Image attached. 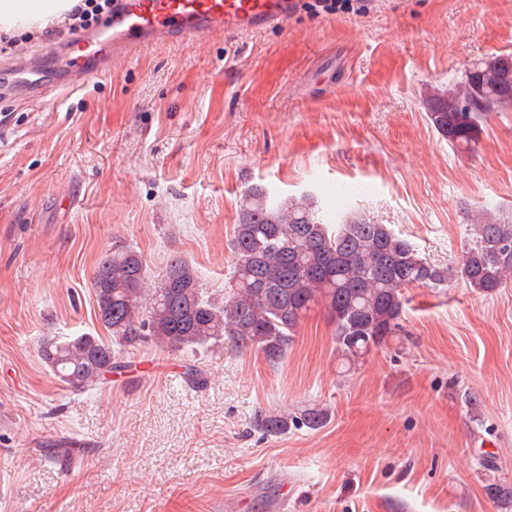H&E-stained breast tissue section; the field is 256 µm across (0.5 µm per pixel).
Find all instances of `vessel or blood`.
<instances>
[{
    "label": "vessel or blood",
    "instance_id": "b4317fda",
    "mask_svg": "<svg viewBox=\"0 0 512 512\" xmlns=\"http://www.w3.org/2000/svg\"><path fill=\"white\" fill-rule=\"evenodd\" d=\"M298 6L299 0H113L112 34L97 41L79 73L98 78L105 57L143 46L185 43L217 31L260 33L287 23Z\"/></svg>",
    "mask_w": 512,
    "mask_h": 512
}]
</instances>
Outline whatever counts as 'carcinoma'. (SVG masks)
I'll return each mask as SVG.
<instances>
[{
  "label": "carcinoma",
  "mask_w": 512,
  "mask_h": 512,
  "mask_svg": "<svg viewBox=\"0 0 512 512\" xmlns=\"http://www.w3.org/2000/svg\"><path fill=\"white\" fill-rule=\"evenodd\" d=\"M497 64L486 59L461 79V89L425 102L431 126L454 146L476 143L481 124L506 104ZM477 98L472 111L459 101ZM469 239L453 269L430 262L388 224L357 212L339 217L318 212L309 194L280 198L264 186L248 188L234 227L233 263L224 300L206 295L195 268L171 259L158 285L147 286L145 261L119 245L101 255L92 277L97 305L111 311L109 339L76 336L41 344L43 362L63 383L90 391L106 383L125 348L150 342L167 351H194L216 344L251 348L272 365L294 343L300 320L322 304L333 325L336 352L348 364L399 335L412 286L438 288L454 276L491 294L512 279V219L486 211L467 213ZM324 408L299 414H262L258 425L277 436L290 428L321 427ZM485 492L498 512H512V485L495 480Z\"/></svg>",
  "instance_id": "obj_1"
}]
</instances>
